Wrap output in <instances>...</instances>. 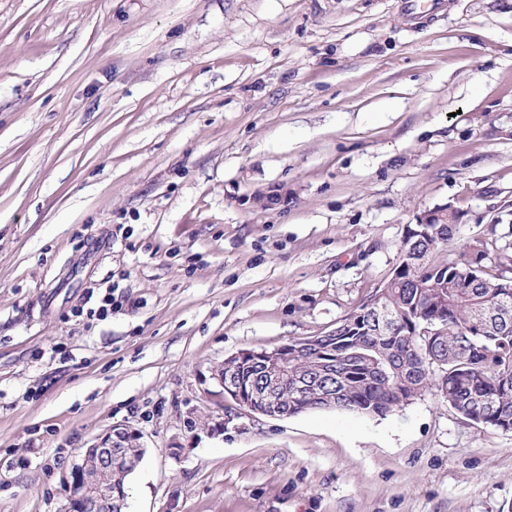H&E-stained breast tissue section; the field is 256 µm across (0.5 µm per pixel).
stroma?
Segmentation results:
<instances>
[{"instance_id": "stroma-1", "label": "stroma", "mask_w": 512, "mask_h": 512, "mask_svg": "<svg viewBox=\"0 0 512 512\" xmlns=\"http://www.w3.org/2000/svg\"><path fill=\"white\" fill-rule=\"evenodd\" d=\"M446 204L512 244V0H0V512H58L119 423L124 512H512V432L437 390L228 424L211 378Z\"/></svg>"}]
</instances>
